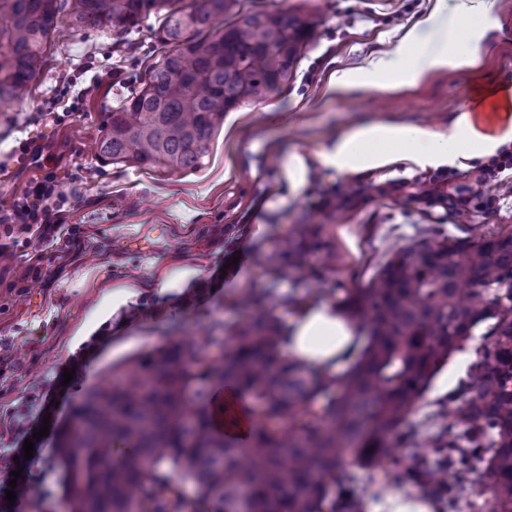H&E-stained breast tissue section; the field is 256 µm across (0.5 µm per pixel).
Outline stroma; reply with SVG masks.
<instances>
[{"instance_id":"35a3bbf8","label":"stroma","mask_w":512,"mask_h":512,"mask_svg":"<svg viewBox=\"0 0 512 512\" xmlns=\"http://www.w3.org/2000/svg\"><path fill=\"white\" fill-rule=\"evenodd\" d=\"M498 27L479 66L471 72H432L415 86L389 95L326 93L329 76L393 49L402 33L427 16L434 0H244L248 9L288 10L315 22L312 38L287 84L266 98L228 112L201 168L181 171L103 162L96 144L112 110L129 96L158 59L151 24L116 34L98 28L71 31L60 25L47 64L28 98L0 112V149L16 139L52 144L77 203L68 222L77 237L63 254L46 249L39 277L29 275V254L16 249L0 273V467L14 446L12 431L37 416L56 374L90 336L104 340L70 397L81 405L110 370L179 337H231L259 309L289 323L311 302L334 305L369 285L401 246L445 238L469 240L512 230V170L484 181L480 161L444 167L448 179L433 189L436 169L403 162L357 174L324 168L319 153L353 124L390 121L447 130L473 90L512 87V0H492ZM128 80L103 87L82 114L65 125L43 119L55 101L76 93L108 71ZM306 156L297 190H287L281 166L288 155ZM432 199H425L426 191ZM354 193L345 202L341 193ZM470 198L468 209L449 198ZM239 259L229 265V256ZM189 268L183 288L161 293L166 274ZM223 272V286L210 277ZM134 290L132 306L117 307V289ZM469 367L452 355L431 380L408 417L405 433L426 436L434 414ZM72 418L60 419L32 462L24 512H69L58 449ZM346 485L359 500L417 492L414 480L386 483L381 471L347 467Z\"/></svg>"}]
</instances>
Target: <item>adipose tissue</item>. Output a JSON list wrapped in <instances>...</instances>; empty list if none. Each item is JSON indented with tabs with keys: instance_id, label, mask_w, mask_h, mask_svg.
Listing matches in <instances>:
<instances>
[{
	"instance_id": "1",
	"label": "adipose tissue",
	"mask_w": 512,
	"mask_h": 512,
	"mask_svg": "<svg viewBox=\"0 0 512 512\" xmlns=\"http://www.w3.org/2000/svg\"><path fill=\"white\" fill-rule=\"evenodd\" d=\"M495 19L489 0H436L422 21L407 29L395 47L364 66L333 73L328 89L336 95L381 93L411 86L430 71L474 69L486 51ZM512 145V87L494 90L478 111L459 114L447 132L387 121L357 124L319 155L325 168L340 174L380 170L399 161L439 167L493 156ZM359 329L335 305H304L282 332L280 349L293 362L336 376L362 346ZM227 388L212 400L214 426L242 440L252 432L248 412Z\"/></svg>"
}]
</instances>
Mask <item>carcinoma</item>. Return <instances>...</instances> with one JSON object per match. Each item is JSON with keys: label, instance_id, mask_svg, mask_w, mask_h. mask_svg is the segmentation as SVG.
Here are the masks:
<instances>
[{"label": "carcinoma", "instance_id": "1", "mask_svg": "<svg viewBox=\"0 0 512 512\" xmlns=\"http://www.w3.org/2000/svg\"><path fill=\"white\" fill-rule=\"evenodd\" d=\"M62 15L75 31L118 34L156 18L161 55L112 109L98 150L112 164L177 171L202 166L227 112L288 82L314 26L299 13L245 11L241 0H0V112L28 96ZM510 283L512 232L399 248L345 301L368 334L339 379L286 359L271 311L241 325L227 349L211 336L190 357L180 343L146 352L87 396L59 450L70 512H361L349 491L336 495V472L349 463L400 480L396 432L482 324L442 425L413 443L412 473L449 494L452 468L491 512H512ZM215 383L248 398L247 444L212 427Z\"/></svg>", "mask_w": 512, "mask_h": 512}]
</instances>
